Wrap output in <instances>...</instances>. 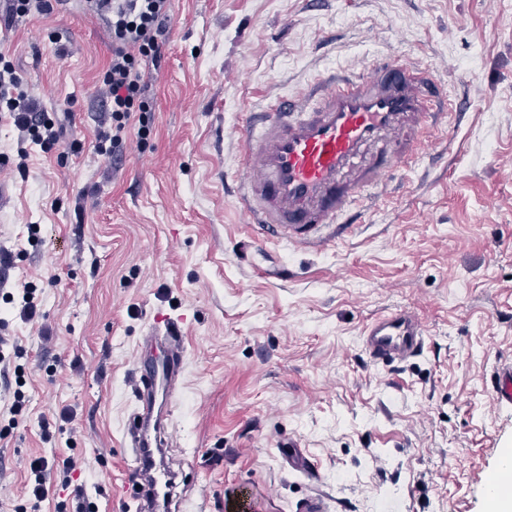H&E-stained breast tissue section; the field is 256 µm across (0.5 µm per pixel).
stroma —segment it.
Returning a JSON list of instances; mask_svg holds the SVG:
<instances>
[{"label": "stroma", "instance_id": "35a3bbf8", "mask_svg": "<svg viewBox=\"0 0 512 512\" xmlns=\"http://www.w3.org/2000/svg\"><path fill=\"white\" fill-rule=\"evenodd\" d=\"M110 19L69 0L0 28L22 88L68 115L59 148L30 146L22 169L0 118V336L25 351L0 363V512H22L36 456L74 464L41 512H73L77 485L124 512L131 380L158 312L187 335L160 461L180 512H489L473 475L512 451L492 383L512 365V0H171L150 134L129 129L117 160L94 149ZM387 53L454 106L434 145L320 245L248 223L243 128ZM30 281L41 315L24 322L8 296ZM396 309L418 314L424 351L373 366L362 329ZM295 448L312 475L289 467Z\"/></svg>", "mask_w": 512, "mask_h": 512}]
</instances>
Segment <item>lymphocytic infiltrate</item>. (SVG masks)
Listing matches in <instances>:
<instances>
[{
  "mask_svg": "<svg viewBox=\"0 0 512 512\" xmlns=\"http://www.w3.org/2000/svg\"><path fill=\"white\" fill-rule=\"evenodd\" d=\"M169 0H121L112 9V59L103 77L106 88V110L110 125L99 133L96 149L119 155L130 126H137L139 136L149 130L145 76L159 67L166 33ZM8 112L21 133L19 160L29 156L28 144L43 152L56 148L63 125L56 114L42 109L23 90L11 64L0 65V112Z\"/></svg>",
  "mask_w": 512,
  "mask_h": 512,
  "instance_id": "lymphocytic-infiltrate-1",
  "label": "lymphocytic infiltrate"
}]
</instances>
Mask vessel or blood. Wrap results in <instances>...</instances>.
Here are the masks:
<instances>
[{"label":"vessel or blood","mask_w":512,"mask_h":512,"mask_svg":"<svg viewBox=\"0 0 512 512\" xmlns=\"http://www.w3.org/2000/svg\"><path fill=\"white\" fill-rule=\"evenodd\" d=\"M443 97L442 85L429 73L395 54L369 73L320 79L309 91L282 100L245 134V212L287 241H319L323 228L401 164L415 127L439 124ZM370 145L375 154L356 166ZM148 339L160 346L161 356L135 372L136 409L125 429L137 471L149 474L137 512H150V498L171 495L167 472L150 469L145 451L162 444L155 410L158 402H170L185 362L184 331L176 321L151 324ZM424 343V326L409 310L384 314L362 331V347L376 366L416 357Z\"/></svg>","instance_id":"vessel-or-blood-1"}]
</instances>
